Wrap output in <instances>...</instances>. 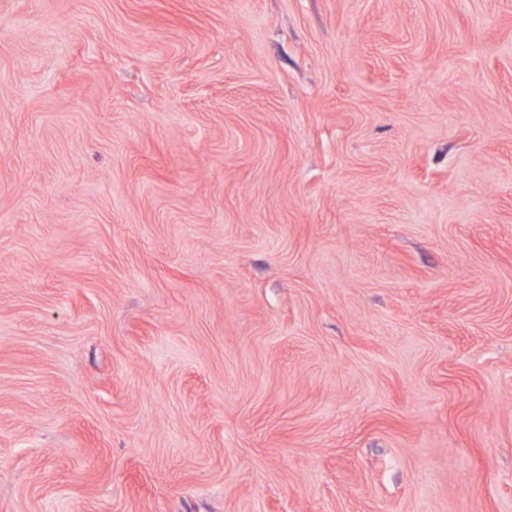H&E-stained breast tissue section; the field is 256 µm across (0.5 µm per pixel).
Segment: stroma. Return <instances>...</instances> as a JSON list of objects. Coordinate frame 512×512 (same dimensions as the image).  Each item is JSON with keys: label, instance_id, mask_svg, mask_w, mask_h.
<instances>
[{"label": "stroma", "instance_id": "35a3bbf8", "mask_svg": "<svg viewBox=\"0 0 512 512\" xmlns=\"http://www.w3.org/2000/svg\"><path fill=\"white\" fill-rule=\"evenodd\" d=\"M0 512H512V0H0Z\"/></svg>", "mask_w": 512, "mask_h": 512}]
</instances>
